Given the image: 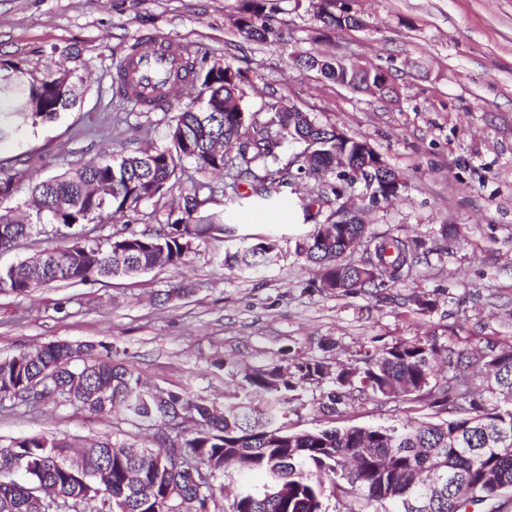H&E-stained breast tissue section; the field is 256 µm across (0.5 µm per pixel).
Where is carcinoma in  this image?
Returning a JSON list of instances; mask_svg holds the SVG:
<instances>
[{"mask_svg": "<svg viewBox=\"0 0 512 512\" xmlns=\"http://www.w3.org/2000/svg\"><path fill=\"white\" fill-rule=\"evenodd\" d=\"M278 0H236L231 24L246 40L282 48L286 33L273 24ZM316 20L325 28L359 25L344 0H322ZM143 42L130 46L116 68L120 97L138 95L125 64ZM296 64L317 69L343 86L366 81L389 82L381 67L363 69L351 60L299 57ZM58 71L40 77L16 63L0 65V142L15 137L27 124L54 119L74 105L73 92L60 90ZM201 82L206 102L184 105L161 149L91 160L34 183L31 197L42 224L68 229L94 219L117 220L171 189L179 165L193 161L202 175H224V198L231 204L267 209L281 202L298 179L315 182L313 197L293 201L303 222L313 229L296 241V252L318 267L313 287L347 295L383 288L411 278L427 252L417 238L372 234L353 224L347 196L356 177L338 173V153L351 166L376 179L370 203L395 196L394 171L374 167L379 154L365 156L366 142L307 120L293 107L274 103L266 121L242 105L241 84L248 75L232 62L204 66L196 51L183 46L176 71H166L155 89L152 109L171 105L169 89L185 76ZM303 145L287 159L279 156L284 141ZM248 185L249 191L240 190ZM196 183L181 197L178 211L152 232H122L102 240L83 233L71 242L40 251L0 269V290L27 295L51 283L75 284L93 276L114 279L178 267L189 261L193 243L212 231L234 230L199 209L206 203ZM33 225L0 210V251L30 236ZM363 247L358 261L347 259ZM273 236L249 242L241 238L222 265L240 270L275 261ZM327 380L332 390L323 413L354 395L400 398L412 417L380 427L336 426L294 432L282 423L301 401L304 384ZM243 394L224 396L216 406L188 390L172 391L144 383L112 347L52 341L0 360V402L37 406L49 401L75 403L102 418L121 412L132 423L146 416L160 428L154 449L112 442L108 438L32 435L0 448V472L28 466L18 479L0 482V512H101L110 501L115 512H190L186 504L215 499L218 475H255L260 483L238 488L231 512H471L473 507L502 509L512 491V346L488 340L472 347L440 344L434 337L385 347L362 358V366L332 367L321 359H298L293 370L260 366L242 371ZM449 412L457 416L436 420ZM457 480L435 498L421 499L423 473Z\"/></svg>", "mask_w": 512, "mask_h": 512, "instance_id": "cac0c4a2", "label": "carcinoma"}]
</instances>
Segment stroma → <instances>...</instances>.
Returning <instances> with one entry per match:
<instances>
[{
	"instance_id": "obj_1",
	"label": "stroma",
	"mask_w": 512,
	"mask_h": 512,
	"mask_svg": "<svg viewBox=\"0 0 512 512\" xmlns=\"http://www.w3.org/2000/svg\"><path fill=\"white\" fill-rule=\"evenodd\" d=\"M235 0H0V64L34 75L59 66L78 85L71 110L0 143V176L17 194L0 207L28 209L32 182L92 159L168 142L175 108L147 111L116 96L112 76L136 40L163 36L191 45L205 65L226 59L246 71L243 103L265 112L283 101L319 125L367 142L410 187L370 205L358 184L352 201L373 234L418 237L430 248L414 278L348 296L311 288L316 269L295 252L307 233L300 212H234L237 235L196 241L188 266L125 279L54 283L27 295L0 292V359L52 341L110 345L135 373L164 388L223 402L238 380L230 366L279 365L284 349L354 366L367 350L435 335L475 345L512 339V0H348L358 26L316 37L310 0H282L275 22L286 49L247 41L229 16ZM345 56L388 69L390 90H355L296 66L294 57ZM200 178L183 161L173 189L143 202L133 227L158 228ZM455 230L442 240V226ZM276 234L278 258L255 270H227L224 252L240 236ZM60 230L35 226L0 252V269L63 244ZM192 283L185 298L158 303L174 282ZM434 303L426 314L413 300ZM329 382L301 392L292 430L326 427L320 405ZM406 419L404 402L362 398L343 406L340 426L374 427ZM34 434L109 437L144 445L150 430L106 420L67 403L28 411L0 407V448Z\"/></svg>"
}]
</instances>
